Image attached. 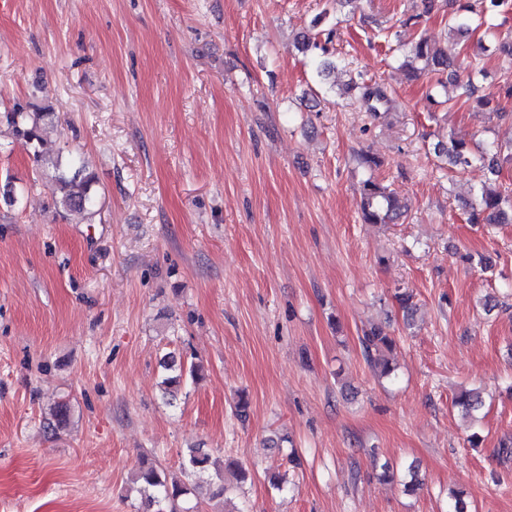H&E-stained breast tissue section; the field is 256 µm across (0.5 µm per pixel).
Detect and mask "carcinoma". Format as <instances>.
<instances>
[{
    "label": "carcinoma",
    "instance_id": "carcinoma-1",
    "mask_svg": "<svg viewBox=\"0 0 512 512\" xmlns=\"http://www.w3.org/2000/svg\"><path fill=\"white\" fill-rule=\"evenodd\" d=\"M509 3V0H474L460 6V12L450 16L448 20L449 35L458 39L482 28L483 39L479 48L488 51L492 48L512 54V37L502 36L499 25L493 18ZM327 12L318 13L311 28L297 36L300 50L310 55L311 64L320 78L327 77L336 69V64L323 58L326 53L325 43L331 41L336 29L326 25ZM402 56L401 68L411 78L431 76L434 82L428 87L426 99L436 101L442 96V103L451 101L448 95L447 82L457 84L458 97L474 100L479 104H487L493 97L492 92L484 89L481 80L484 70L478 64L469 62L470 73L466 80L457 79L456 66L459 51L456 43L439 42L429 39L425 34L407 48L399 49ZM356 92L366 110L372 114L387 112L391 109L392 100L384 87L379 83L368 84L359 73H354L347 84L346 92ZM55 117L52 106L38 107L29 112L22 106H16L4 113L5 120L14 128L17 135L34 143L41 142L40 130L43 122ZM435 154L445 158L446 164L452 169H465L475 162H481L492 177L499 176L505 164L512 163V139L508 141V150L503 145L492 142L479 145L471 139L450 136L448 141H439L434 147ZM54 170V205L65 212H75L86 219H92L97 213V196L93 189L95 177L87 172L86 167L77 162L71 163L72 172L60 171V162L51 163ZM360 210L365 224H394L403 216L406 205L389 186L369 177L361 182ZM467 221L470 224H503L512 223V193H505L491 187L481 188L468 205ZM362 353L369 365L380 375L390 376L395 371L393 352L396 340L380 325H373L363 331L359 337ZM167 374L162 380L165 393L172 394L187 380L200 377V366L190 365L184 368L176 363L174 356H169L165 364ZM482 405L481 396L476 391H463L454 400V406L466 413L477 410ZM211 466V457L199 448H191L184 457L182 472L188 478L203 475ZM135 481L140 491L147 497L165 505L159 512H200L201 502L192 506L185 505L195 495L198 485L190 484L176 478H168L161 474L157 467L142 462L135 472Z\"/></svg>",
    "mask_w": 512,
    "mask_h": 512
}]
</instances>
